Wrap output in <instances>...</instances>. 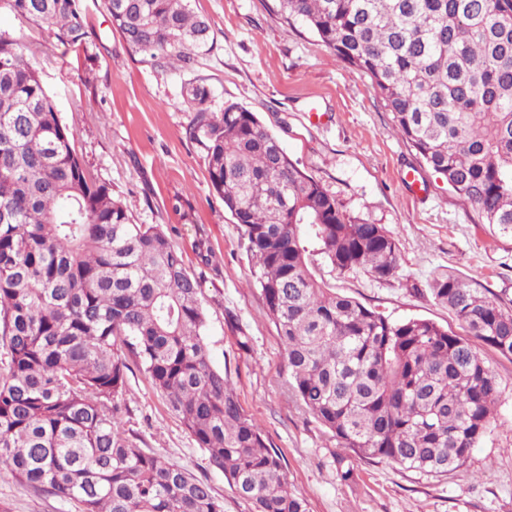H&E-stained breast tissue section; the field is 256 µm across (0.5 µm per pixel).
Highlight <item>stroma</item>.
Instances as JSON below:
<instances>
[{
	"mask_svg": "<svg viewBox=\"0 0 512 512\" xmlns=\"http://www.w3.org/2000/svg\"><path fill=\"white\" fill-rule=\"evenodd\" d=\"M96 39L94 60L50 33L0 13V28L34 52L59 117L75 133L88 169L109 183L137 223L173 228L191 273L202 281L207 341L227 370L245 412L285 460L290 491L309 512H512V359L485 346L501 397L495 418L462 468L426 475L387 461L351 456L287 390L283 348L266 314L241 232L208 179L205 154L185 136L192 114L184 83L205 79L211 107L236 103L256 112L289 157L334 195L356 220L381 224L398 245L396 276L376 280L361 271L332 270L323 257L315 273L337 293L390 320L459 325L430 297L434 271L468 277L512 304V236L478 223L470 207L431 171L425 197L402 177L418 167L391 114L357 69L340 63L314 35L283 19L277 0H195L215 34L212 50L177 74L151 67L127 50L95 0H82ZM181 195L195 215L182 223L172 209ZM204 240L209 263L195 244ZM126 429L157 453L208 481L224 512H251L222 474L213 471L181 419L138 365L127 372ZM351 470L349 480L341 471ZM0 512H78L74 503L33 490L0 472Z\"/></svg>",
	"mask_w": 512,
	"mask_h": 512,
	"instance_id": "35a3bbf8",
	"label": "stroma"
}]
</instances>
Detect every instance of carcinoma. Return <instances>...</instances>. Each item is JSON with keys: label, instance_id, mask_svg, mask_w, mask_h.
Masks as SVG:
<instances>
[{"label": "carcinoma", "instance_id": "carcinoma-1", "mask_svg": "<svg viewBox=\"0 0 512 512\" xmlns=\"http://www.w3.org/2000/svg\"><path fill=\"white\" fill-rule=\"evenodd\" d=\"M2 8L89 51L80 0ZM279 8L370 79L419 163L479 223L512 234V0ZM103 10L128 50L165 72L213 47L192 0H103ZM33 55L0 29V471L79 512H224L208 482L125 429L131 357L253 512H308L213 365L200 279L170 231L136 223L87 170ZM183 92L194 112L185 135L203 149L211 189L245 240L295 400L361 459L427 473L462 467L501 394L477 344L512 357V310L450 271L433 274L429 293L461 334L391 321L336 293L311 256L388 280L399 268L392 234L348 217L255 113L212 110L201 80Z\"/></svg>", "mask_w": 512, "mask_h": 512}]
</instances>
